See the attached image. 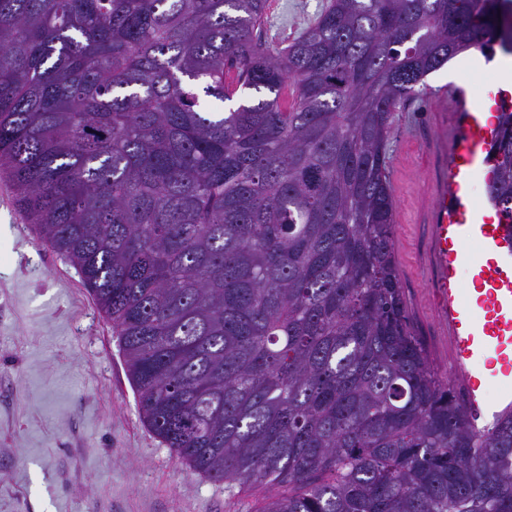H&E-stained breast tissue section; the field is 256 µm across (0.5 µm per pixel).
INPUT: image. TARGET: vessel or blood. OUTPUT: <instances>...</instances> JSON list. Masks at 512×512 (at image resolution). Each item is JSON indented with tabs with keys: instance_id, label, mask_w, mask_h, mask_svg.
Returning a JSON list of instances; mask_svg holds the SVG:
<instances>
[{
	"instance_id": "vessel-or-blood-1",
	"label": "vessel or blood",
	"mask_w": 512,
	"mask_h": 512,
	"mask_svg": "<svg viewBox=\"0 0 512 512\" xmlns=\"http://www.w3.org/2000/svg\"><path fill=\"white\" fill-rule=\"evenodd\" d=\"M477 113L466 115L460 135L451 139L452 185L436 184L431 224V266L439 317L448 341V374L464 394L474 428L484 433L512 412V242L504 224H479L468 217L465 190L485 149ZM460 204L449 210L448 197ZM468 278L456 279L458 270ZM495 401H487L489 384Z\"/></svg>"
}]
</instances>
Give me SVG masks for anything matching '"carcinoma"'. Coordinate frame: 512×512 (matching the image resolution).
Listing matches in <instances>:
<instances>
[{
	"label": "carcinoma",
	"instance_id": "cac0c4a2",
	"mask_svg": "<svg viewBox=\"0 0 512 512\" xmlns=\"http://www.w3.org/2000/svg\"><path fill=\"white\" fill-rule=\"evenodd\" d=\"M267 8L0 0L19 212L112 321L142 422L256 512H512V414L477 435L416 336L385 161L427 75L512 53V0H328L283 48Z\"/></svg>",
	"mask_w": 512,
	"mask_h": 512
}]
</instances>
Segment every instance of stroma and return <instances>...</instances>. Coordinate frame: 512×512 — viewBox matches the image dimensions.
I'll use <instances>...</instances> for the list:
<instances>
[{"label": "stroma", "mask_w": 512, "mask_h": 512, "mask_svg": "<svg viewBox=\"0 0 512 512\" xmlns=\"http://www.w3.org/2000/svg\"><path fill=\"white\" fill-rule=\"evenodd\" d=\"M326 0H270L266 35L290 44ZM490 70L439 69L398 112L389 175L404 299L440 374L448 351L434 313L427 227L445 140L462 119L437 111L439 91L481 102ZM192 472L141 421L112 324L75 268L42 243L0 172V512H255Z\"/></svg>", "instance_id": "stroma-1"}]
</instances>
